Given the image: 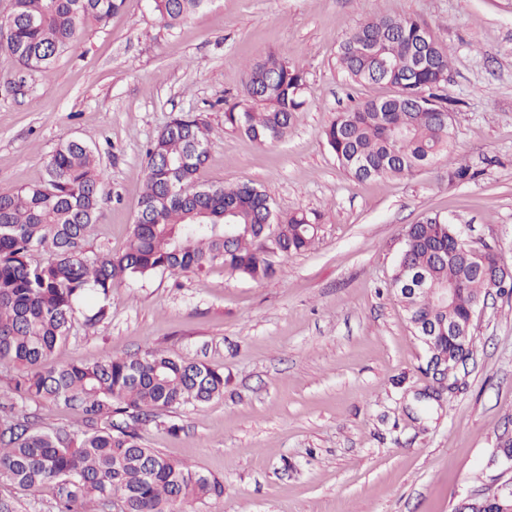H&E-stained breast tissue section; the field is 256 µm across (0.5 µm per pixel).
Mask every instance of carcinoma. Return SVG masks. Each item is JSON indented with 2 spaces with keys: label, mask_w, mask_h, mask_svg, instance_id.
Instances as JSON below:
<instances>
[{
  "label": "carcinoma",
  "mask_w": 512,
  "mask_h": 512,
  "mask_svg": "<svg viewBox=\"0 0 512 512\" xmlns=\"http://www.w3.org/2000/svg\"><path fill=\"white\" fill-rule=\"evenodd\" d=\"M170 24L208 0H152ZM124 0H11L4 19L10 54L28 70L47 73L89 22L106 24ZM340 70L352 81L384 84L393 93L341 112L325 138L339 166L358 180L410 175L446 158L448 186L469 182L475 171L450 158L452 117L444 94L449 53L418 20L379 17L365 21L340 44ZM305 70L270 53L246 70L245 98L224 110V121L252 140H283L305 104ZM147 177L138 211L151 223L131 225L121 254L92 256L86 239L96 223L106 184L93 147L60 143L42 178L0 191V363L15 369L0 389V478L16 490H53L58 512H87L90 502L110 506L120 495L123 512H194V505L224 495L223 482L195 467L142 446L141 430L157 411L196 407L224 394V371L187 363L160 350L93 365L51 363L66 344L80 305L96 304L84 322L110 317L112 288L157 272L203 274L219 265L253 281L275 277L280 266L266 254L274 236L285 259L308 249L318 216L295 211L278 216L270 197L252 184L209 185L198 176L207 158L205 124L178 114L147 151ZM233 213L237 237L224 242V212ZM459 236L455 225L426 215L403 233L391 286L400 289L406 266L427 276L424 289L399 293L407 319L425 351L448 358V376L460 357L443 336L427 329L454 323L473 327L481 299L492 289L465 260L448 256ZM46 253L42 260L36 253ZM459 288L451 307L434 301L436 290ZM26 402H48L76 411L84 430L43 432L35 413H15Z\"/></svg>",
  "instance_id": "obj_1"
}]
</instances>
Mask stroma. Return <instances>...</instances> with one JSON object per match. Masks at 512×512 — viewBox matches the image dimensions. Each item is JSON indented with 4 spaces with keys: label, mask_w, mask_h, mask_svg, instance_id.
Returning <instances> with one entry per match:
<instances>
[{
    "label": "stroma",
    "mask_w": 512,
    "mask_h": 512,
    "mask_svg": "<svg viewBox=\"0 0 512 512\" xmlns=\"http://www.w3.org/2000/svg\"><path fill=\"white\" fill-rule=\"evenodd\" d=\"M376 16L417 18L448 49L452 155L474 180L449 186L439 163L359 181L337 165L326 127L390 93L336 65L346 35ZM270 52L306 71L305 105L288 137L261 145L225 124L224 104ZM186 112L208 128L200 184L250 183L280 214H321L313 244L261 282L219 266L125 280L111 319L76 322L56 362L157 349L223 369L222 397L144 431L145 446L223 481V497L196 512H457L512 480L495 459L512 436V295L481 305L459 388L437 397L390 285L404 228L426 215L454 220L512 270V0H208L174 25L151 0H125L82 27L50 74L0 47V189L41 179L61 142L95 145L106 196L86 248L121 253L146 147Z\"/></svg>",
    "instance_id": "stroma-1"
}]
</instances>
